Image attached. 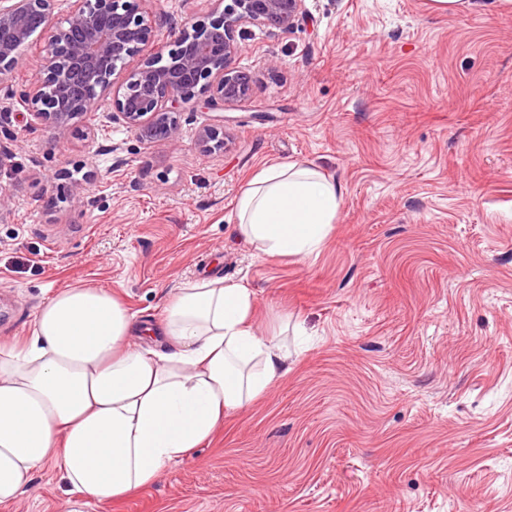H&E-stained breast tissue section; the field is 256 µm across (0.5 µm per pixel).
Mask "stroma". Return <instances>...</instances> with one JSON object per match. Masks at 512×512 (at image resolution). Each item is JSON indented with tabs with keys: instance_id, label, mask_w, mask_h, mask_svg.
<instances>
[{
	"instance_id": "1",
	"label": "stroma",
	"mask_w": 512,
	"mask_h": 512,
	"mask_svg": "<svg viewBox=\"0 0 512 512\" xmlns=\"http://www.w3.org/2000/svg\"><path fill=\"white\" fill-rule=\"evenodd\" d=\"M215 0H151L156 41ZM292 30L248 27V96L228 145L185 104L178 145L110 122L67 130L0 95V343L53 293L105 288L156 323L185 282L255 295L254 328L290 357L281 379L152 486L81 512H512V10L472 0H306ZM341 189L318 254L258 258L238 193L277 164ZM83 201L51 206L58 194ZM306 334L281 333L282 321ZM53 467L0 512H68ZM216 123L199 130L197 145L205 155L224 149V115L217 116Z\"/></svg>"
}]
</instances>
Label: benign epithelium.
<instances>
[{"label": "benign epithelium", "mask_w": 512, "mask_h": 512, "mask_svg": "<svg viewBox=\"0 0 512 512\" xmlns=\"http://www.w3.org/2000/svg\"><path fill=\"white\" fill-rule=\"evenodd\" d=\"M54 0H0V75L22 65L26 20L42 19L47 34L41 76L19 97L32 121L55 129L80 117L79 106L112 95V120L145 141L179 139L182 104L196 99L219 110L248 96L247 75L232 66L249 25L294 27L305 0H225L206 22H187L147 57L153 27L147 0H71L66 25L52 22ZM136 65L122 74L125 67ZM205 155L224 149V116L199 130Z\"/></svg>", "instance_id": "benign-epithelium-1"}]
</instances>
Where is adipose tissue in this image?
Listing matches in <instances>:
<instances>
[{"label": "adipose tissue", "mask_w": 512, "mask_h": 512, "mask_svg": "<svg viewBox=\"0 0 512 512\" xmlns=\"http://www.w3.org/2000/svg\"><path fill=\"white\" fill-rule=\"evenodd\" d=\"M340 202L317 169L273 165L237 196V231L260 257L307 258ZM253 309L250 288L220 278L185 283L154 327L105 289L55 292L30 336L0 343V505L47 465L82 504L120 500L209 442L288 369V351L255 333Z\"/></svg>", "instance_id": "adipose-tissue-1"}]
</instances>
